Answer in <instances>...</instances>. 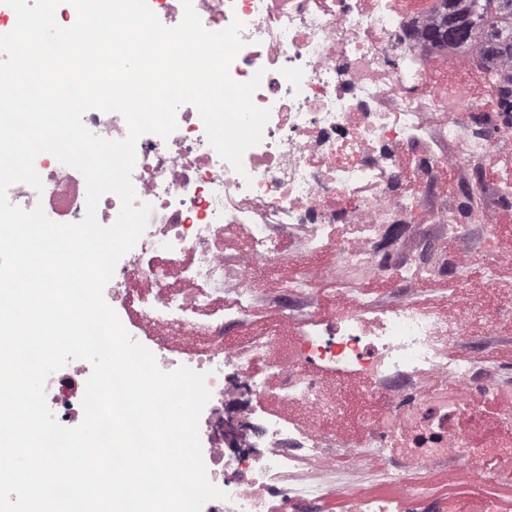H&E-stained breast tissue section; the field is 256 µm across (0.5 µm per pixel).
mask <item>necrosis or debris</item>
I'll return each instance as SVG.
<instances>
[{"label":"necrosis or debris","mask_w":512,"mask_h":512,"mask_svg":"<svg viewBox=\"0 0 512 512\" xmlns=\"http://www.w3.org/2000/svg\"><path fill=\"white\" fill-rule=\"evenodd\" d=\"M193 6L207 30L244 23L230 75H260L253 102L270 119L239 172L210 146L192 105L177 109L168 138L140 137L131 181L136 204L152 211L104 296L123 310L134 341L153 343L162 370L205 376L202 456L227 497L202 512H321L332 496L351 512H503L492 498L439 499L404 476L450 457L459 480L512 481V383L491 378L478 356L448 354L462 337L495 334L512 315V296L494 312L464 296L448 310L413 300L420 282L463 267L494 281L504 260L467 248L469 226L428 202L446 170L475 156L496 161L512 147V121L455 75L461 61H480L479 44L462 50L426 38L443 0ZM35 169L42 190L19 182L9 201L42 206L57 223L82 221L83 175L48 153ZM234 232L245 245L229 259ZM316 254L332 264L277 283L276 326L244 345L226 340V328L250 314L262 273ZM358 270L388 281L397 298L380 308L340 291L335 317L299 321L292 304L310 298L313 280ZM90 374L89 363L72 361L47 382L60 425L81 423ZM344 377L361 380L371 410L359 420V442L335 457L325 453L334 439L328 422L341 413L330 383ZM363 458L395 495L286 481L307 460L351 470Z\"/></svg>","instance_id":"1"}]
</instances>
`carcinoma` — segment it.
I'll list each match as a JSON object with an SVG mask.
<instances>
[{
  "mask_svg": "<svg viewBox=\"0 0 512 512\" xmlns=\"http://www.w3.org/2000/svg\"><path fill=\"white\" fill-rule=\"evenodd\" d=\"M448 8L466 19L467 28L463 37L450 43L464 46L475 35L485 40L486 52L493 58L512 60V0H452ZM507 41L505 47L491 51L492 40ZM497 101L504 112H512V81L496 87Z\"/></svg>",
  "mask_w": 512,
  "mask_h": 512,
  "instance_id": "carcinoma-1",
  "label": "carcinoma"
}]
</instances>
